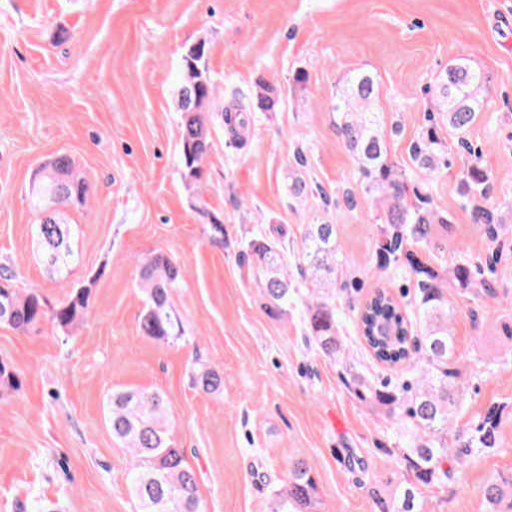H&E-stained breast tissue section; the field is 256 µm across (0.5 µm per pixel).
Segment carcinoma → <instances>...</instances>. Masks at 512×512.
I'll return each instance as SVG.
<instances>
[{"label":"carcinoma","mask_w":512,"mask_h":512,"mask_svg":"<svg viewBox=\"0 0 512 512\" xmlns=\"http://www.w3.org/2000/svg\"><path fill=\"white\" fill-rule=\"evenodd\" d=\"M206 43L188 47L181 57L178 111L181 178L188 189L199 186L204 163L213 146L208 112L215 85L207 62ZM486 76L465 57L448 63L433 87L438 122L428 126L412 147L414 168L429 180L449 165V146L442 134L465 143V136L478 113L484 111ZM255 107L276 112L280 94L262 77L254 80ZM378 79L371 72L353 69L345 76L343 92L336 97V127L346 150L363 178V193L377 194L381 213L376 219L378 268L393 274L410 273L417 281L412 305L420 322V335L410 336L411 320L404 307L385 289L371 293L361 307L357 322L375 359L396 366L413 360L414 380L408 383L373 382L357 373L351 388L369 408H384L400 417L404 430L402 448L388 453L407 477L392 494L378 499L379 512H425L417 491L420 485H444L454 472L465 470L473 453L494 447L497 420L489 415L468 436L455 431L452 417L462 393L456 367L455 341L450 328L448 280L458 287L485 288L476 271L466 262L453 268L439 260L448 241L449 218L429 205L420 189L411 186L406 169L389 154L385 118L377 108ZM464 205L471 208L474 221L496 234L500 218L486 206L489 176L477 164L460 177ZM87 186L74 171L69 156L61 154L46 163L30 186V197L44 203L34 234L42 263L66 277L75 262L71 246L72 225L64 221L60 207L83 202ZM251 259L254 281L272 312H286L301 306L302 322L314 350L332 361L344 360L341 318L336 309V289L344 284V262L340 259L336 225L305 224L301 237L300 275L311 278L308 295L291 283L284 269V252L277 242L258 232L245 243ZM427 254L422 260L418 252ZM95 275L71 287L56 306L50 308L36 287H15V274L0 266V325L22 333L39 331L46 320L67 329L86 320ZM182 278L181 268L167 254L157 252L141 262L138 288L143 294L139 332L160 341L181 338V322L171 299ZM192 384L206 395H217L224 379L217 369L201 364L193 370ZM20 374L0 361V394L18 391ZM108 421L112 438L129 453L128 472L138 512H200L198 476L185 461L171 434L166 404L161 394L136 390L114 391L109 396ZM316 480L307 461L299 457L291 464L288 482L272 491L271 512H315ZM512 479L496 478L484 486V500L495 509L507 494Z\"/></svg>","instance_id":"carcinoma-1"}]
</instances>
